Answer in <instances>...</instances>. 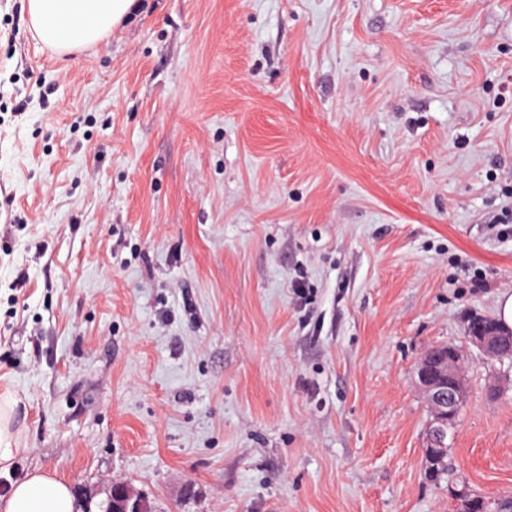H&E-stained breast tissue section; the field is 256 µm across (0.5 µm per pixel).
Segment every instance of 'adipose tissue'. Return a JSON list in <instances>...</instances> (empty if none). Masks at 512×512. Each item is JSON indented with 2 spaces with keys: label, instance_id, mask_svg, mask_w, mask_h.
Returning a JSON list of instances; mask_svg holds the SVG:
<instances>
[{
  "label": "adipose tissue",
  "instance_id": "ef3b65f1",
  "mask_svg": "<svg viewBox=\"0 0 512 512\" xmlns=\"http://www.w3.org/2000/svg\"><path fill=\"white\" fill-rule=\"evenodd\" d=\"M139 7L137 0H25L32 29L51 50L67 55L105 39ZM69 485L44 473L11 483L0 512H75Z\"/></svg>",
  "mask_w": 512,
  "mask_h": 512
}]
</instances>
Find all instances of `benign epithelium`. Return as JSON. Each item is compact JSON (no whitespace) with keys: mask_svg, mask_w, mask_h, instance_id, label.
Wrapping results in <instances>:
<instances>
[{"mask_svg":"<svg viewBox=\"0 0 512 512\" xmlns=\"http://www.w3.org/2000/svg\"><path fill=\"white\" fill-rule=\"evenodd\" d=\"M467 340L486 356L500 360L502 345L512 344V330L477 316L471 323ZM413 378L430 408L424 448L433 460L447 452L448 429L468 392L462 350L450 344L439 355H423L415 365ZM107 506L108 512H140V498L127 488L114 498L108 497Z\"/></svg>","mask_w":512,"mask_h":512,"instance_id":"1","label":"benign epithelium"}]
</instances>
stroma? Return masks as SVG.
Segmentation results:
<instances>
[{"mask_svg": "<svg viewBox=\"0 0 512 512\" xmlns=\"http://www.w3.org/2000/svg\"><path fill=\"white\" fill-rule=\"evenodd\" d=\"M22 8L0 0V492L458 512L412 380L453 344L456 476L512 500V362L465 337L512 293V0H143L63 57ZM19 400L12 395H0V472L8 473L22 449L16 447L13 423Z\"/></svg>", "mask_w": 512, "mask_h": 512, "instance_id": "1", "label": "stroma"}]
</instances>
